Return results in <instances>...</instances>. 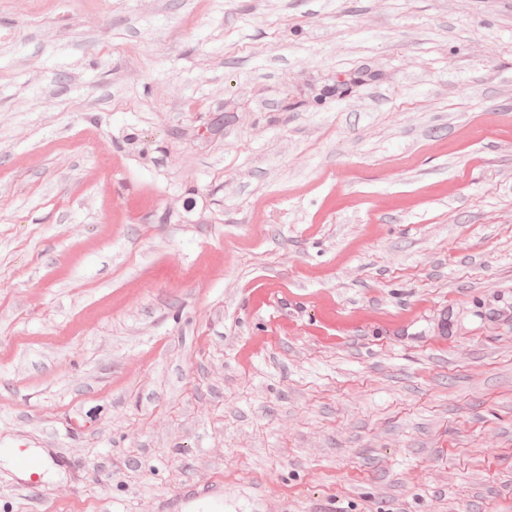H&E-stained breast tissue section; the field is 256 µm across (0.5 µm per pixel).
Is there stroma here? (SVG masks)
I'll return each instance as SVG.
<instances>
[{
    "mask_svg": "<svg viewBox=\"0 0 512 512\" xmlns=\"http://www.w3.org/2000/svg\"><path fill=\"white\" fill-rule=\"evenodd\" d=\"M0 512H512V0H0Z\"/></svg>",
    "mask_w": 512,
    "mask_h": 512,
    "instance_id": "1",
    "label": "stroma"
}]
</instances>
